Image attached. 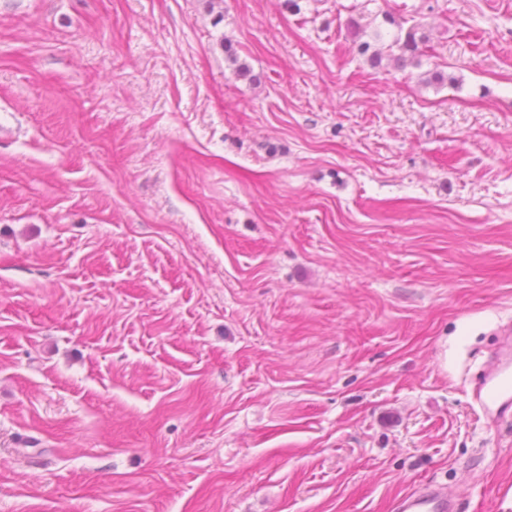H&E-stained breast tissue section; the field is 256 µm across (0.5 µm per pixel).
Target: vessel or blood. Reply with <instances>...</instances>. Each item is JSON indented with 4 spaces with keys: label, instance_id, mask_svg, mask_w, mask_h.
<instances>
[{
    "label": "vessel or blood",
    "instance_id": "vessel-or-blood-1",
    "mask_svg": "<svg viewBox=\"0 0 512 512\" xmlns=\"http://www.w3.org/2000/svg\"><path fill=\"white\" fill-rule=\"evenodd\" d=\"M473 398L489 425L512 415V340L499 349L473 387ZM454 496L447 488L426 484L400 496L395 512H457Z\"/></svg>",
    "mask_w": 512,
    "mask_h": 512
}]
</instances>
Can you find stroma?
<instances>
[{"mask_svg": "<svg viewBox=\"0 0 512 512\" xmlns=\"http://www.w3.org/2000/svg\"><path fill=\"white\" fill-rule=\"evenodd\" d=\"M297 2L0 0V512H512V0ZM398 51V53H395ZM419 51L418 40L416 38V32L409 30L405 37L396 36L391 44L386 47L374 48L371 43L364 41L358 45V53L362 56H368V61L372 66H376L381 63L383 57L388 56L394 60L400 67L403 68L407 65V62L412 60L416 53ZM492 357L491 365L473 387V398L490 426H496L512 410V338ZM395 512H456L457 502L446 487L426 484L400 496Z\"/></svg>", "mask_w": 512, "mask_h": 512, "instance_id": "35a3bbf8", "label": "stroma"}]
</instances>
